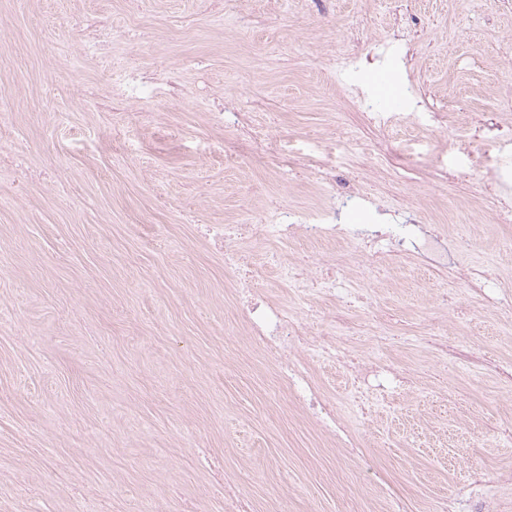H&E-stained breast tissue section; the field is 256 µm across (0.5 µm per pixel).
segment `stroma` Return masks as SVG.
<instances>
[{
  "instance_id": "stroma-1",
  "label": "stroma",
  "mask_w": 512,
  "mask_h": 512,
  "mask_svg": "<svg viewBox=\"0 0 512 512\" xmlns=\"http://www.w3.org/2000/svg\"><path fill=\"white\" fill-rule=\"evenodd\" d=\"M395 26L417 52L365 65L372 105L410 88L447 127L398 128L397 156L356 167L378 134L329 75L337 40ZM0 90V512H224L228 494L249 512H368L362 471L251 348L208 227L351 185L352 232L453 225L485 294L512 297V210H485L471 161L512 173V0H0ZM215 112L250 113L283 162ZM287 253L369 297L351 351L382 318L408 338L387 362L416 392L356 426L404 512H469L472 466L512 512V314L470 294L451 311L448 278L413 258L387 287L332 244ZM426 336L447 339V367Z\"/></svg>"
}]
</instances>
